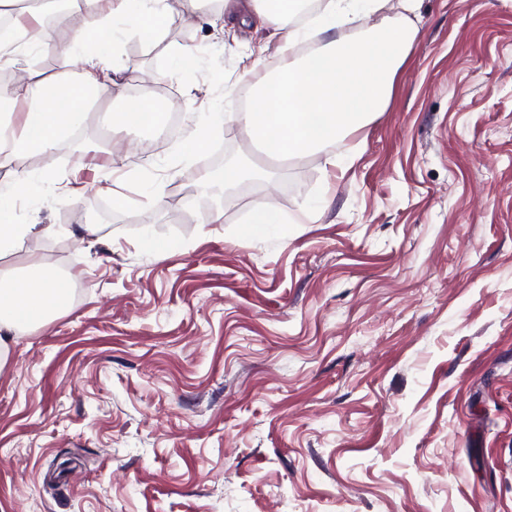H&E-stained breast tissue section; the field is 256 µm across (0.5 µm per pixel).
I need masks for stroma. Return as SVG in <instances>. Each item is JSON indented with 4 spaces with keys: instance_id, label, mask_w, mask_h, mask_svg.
I'll list each match as a JSON object with an SVG mask.
<instances>
[{
    "instance_id": "1",
    "label": "stroma",
    "mask_w": 512,
    "mask_h": 512,
    "mask_svg": "<svg viewBox=\"0 0 512 512\" xmlns=\"http://www.w3.org/2000/svg\"><path fill=\"white\" fill-rule=\"evenodd\" d=\"M200 0L154 45L127 35L123 79L183 113L169 136L95 100L34 176L23 252L79 285L14 336L0 369V512H512V0H421L388 107L242 187L213 220L233 123L181 155L201 112H232L269 32ZM199 48L169 73L170 51ZM161 200L138 204L142 184ZM134 206L112 204L113 192ZM285 222L245 236L256 204ZM100 228L96 244L81 225Z\"/></svg>"
}]
</instances>
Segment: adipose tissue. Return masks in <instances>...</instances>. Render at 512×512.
<instances>
[{
  "label": "adipose tissue",
  "mask_w": 512,
  "mask_h": 512,
  "mask_svg": "<svg viewBox=\"0 0 512 512\" xmlns=\"http://www.w3.org/2000/svg\"><path fill=\"white\" fill-rule=\"evenodd\" d=\"M196 0H110L98 23L99 37L77 40L59 53L62 78L20 85L25 105L18 125L0 119V158L48 154L63 131L85 117L91 99L124 95V66L109 56V45L135 33L153 44L173 21L191 22ZM319 10L299 24L293 0H251L258 20L275 41L279 65L252 83L249 107L236 122L252 144L285 163H300L324 154L329 167L345 166L334 151L353 132L365 127L388 105L399 68L413 47L418 29L410 16L420 0H399L400 20L387 13L390 0H318ZM313 51H304L309 39ZM30 175L0 182V260L21 249L33 233L30 224L13 221V205ZM67 281L42 259L27 261L25 271L0 263V368L9 335L43 324L69 306Z\"/></svg>",
  "instance_id": "1"
}]
</instances>
